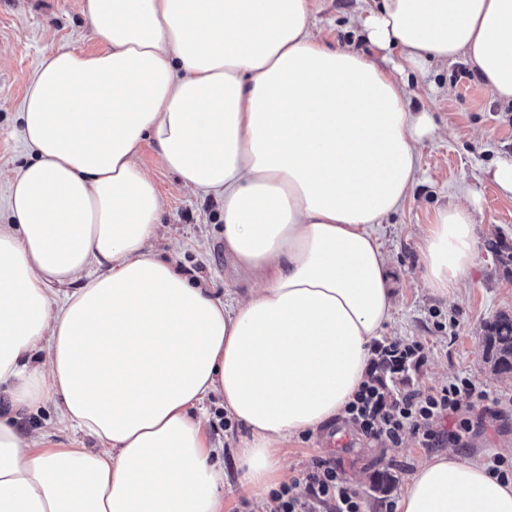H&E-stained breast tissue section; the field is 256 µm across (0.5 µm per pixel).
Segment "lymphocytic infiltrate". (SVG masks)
Returning <instances> with one entry per match:
<instances>
[{"mask_svg":"<svg viewBox=\"0 0 512 512\" xmlns=\"http://www.w3.org/2000/svg\"><path fill=\"white\" fill-rule=\"evenodd\" d=\"M373 351L369 377L346 407L359 434L369 440L396 443L411 433L426 448L460 441L462 432L469 428L468 419L460 412L487 400L483 384L465 376L424 392L395 393L387 384L388 377L422 367L427 358L423 344L392 340L376 343ZM447 417L452 418V426L445 431L435 430V423ZM300 482L303 493H295L290 484L274 491L280 512H363L358 493L340 479L329 460H317Z\"/></svg>","mask_w":512,"mask_h":512,"instance_id":"lymphocytic-infiltrate-1","label":"lymphocytic infiltrate"}]
</instances>
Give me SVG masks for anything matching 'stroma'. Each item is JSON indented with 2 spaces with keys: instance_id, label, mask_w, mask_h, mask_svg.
<instances>
[{
  "instance_id": "stroma-1",
  "label": "stroma",
  "mask_w": 512,
  "mask_h": 512,
  "mask_svg": "<svg viewBox=\"0 0 512 512\" xmlns=\"http://www.w3.org/2000/svg\"><path fill=\"white\" fill-rule=\"evenodd\" d=\"M311 3L315 27L327 43L371 53L357 19L373 0ZM58 46L88 53L102 49L81 13V0H0V224L10 220L6 182L29 156L18 113L36 65L48 49ZM464 67L459 61L407 77L414 106L430 112L443 133L418 145L412 195L377 229L393 257L388 278L394 309L382 337L425 346V365L410 375L414 388L424 391L464 375L483 382L489 398L468 410L471 430L456 449L462 458L490 466L512 448V385H504L490 372L482 345L485 324L500 313L512 314V265L498 259L499 254L512 253V198L502 195L484 171L512 157V105L495 100L481 80L464 75ZM138 161L165 200L153 243L157 256L203 281L213 297L224 299L246 291L247 282L238 277L224 253L220 202L177 188L153 143L142 144ZM470 191L478 194L483 224L491 233L480 238L477 264L465 288L441 299L418 282L421 231L430 223L434 207L464 200ZM223 408L219 394L212 395L206 405L210 441L219 448L224 466L223 512H254L251 500L240 490L232 456L247 430L237 422L224 427L218 417ZM19 426L24 433L42 434L46 448L96 445L93 438L63 422L57 399L22 413ZM431 454L418 436L405 434L396 445L370 441L341 417L281 447L286 465L282 480L290 482L310 470L315 460L329 458L362 498L365 512H385L386 503L397 501L419 464ZM384 472L394 482L386 490H376L375 483Z\"/></svg>"
}]
</instances>
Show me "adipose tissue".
Wrapping results in <instances>:
<instances>
[{
	"instance_id": "ef3b65f1",
	"label": "adipose tissue",
	"mask_w": 512,
	"mask_h": 512,
	"mask_svg": "<svg viewBox=\"0 0 512 512\" xmlns=\"http://www.w3.org/2000/svg\"><path fill=\"white\" fill-rule=\"evenodd\" d=\"M101 52L49 50L18 114L31 158L0 225V512H221L211 394L248 430L255 512L281 443L344 416L394 308L377 226L416 183L405 70L465 60L512 103V0H374L373 54L331 47L310 0H82ZM398 50L387 68L379 52ZM153 142L183 188L223 202L224 251L250 289L213 298L160 260ZM478 203L438 207L420 280L448 297L476 265ZM62 296H55V286ZM56 396L95 448H40L19 414ZM396 512H512V481L454 450Z\"/></svg>"
}]
</instances>
